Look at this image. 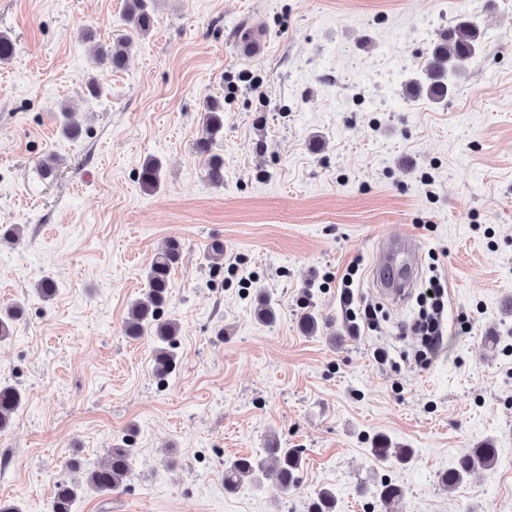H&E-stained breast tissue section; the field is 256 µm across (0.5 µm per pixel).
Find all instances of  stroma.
<instances>
[{
	"label": "stroma",
	"mask_w": 512,
	"mask_h": 512,
	"mask_svg": "<svg viewBox=\"0 0 512 512\" xmlns=\"http://www.w3.org/2000/svg\"><path fill=\"white\" fill-rule=\"evenodd\" d=\"M123 6L0 0L18 46L0 63V230H20L0 241V304L22 307L0 383L24 395L0 434V499L51 512L72 480L75 512H307L324 487L336 512H512L504 457L439 481L483 442L512 452V0H157L125 68H92L81 34L115 40ZM461 19L481 42L454 92H411ZM249 26L270 34L264 58L233 51ZM209 98L224 106L219 187L194 152ZM64 105L84 118L78 138L57 131ZM150 156L163 163L152 193L137 179ZM405 233L420 280L438 273L447 292L428 362L413 356L414 301L357 330L341 301L356 260L354 301L377 303L378 243ZM172 237L183 260L162 316L180 331L160 378L153 342L124 324ZM262 295L273 322L254 316ZM380 435L411 460L376 462ZM272 438L303 449L298 485L225 494V464ZM111 448L132 449V473L109 493L84 487ZM383 482L398 501L374 495Z\"/></svg>",
	"instance_id": "obj_1"
}]
</instances>
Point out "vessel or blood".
Returning <instances> with one entry per match:
<instances>
[{
  "mask_svg": "<svg viewBox=\"0 0 512 512\" xmlns=\"http://www.w3.org/2000/svg\"><path fill=\"white\" fill-rule=\"evenodd\" d=\"M269 42L268 33L256 29L237 43L236 53L244 59L260 57ZM417 250V242L409 235L387 238L380 245L372 274L376 291L383 301L400 306L409 299L417 282Z\"/></svg>",
  "mask_w": 512,
  "mask_h": 512,
  "instance_id": "1",
  "label": "vessel or blood"
}]
</instances>
